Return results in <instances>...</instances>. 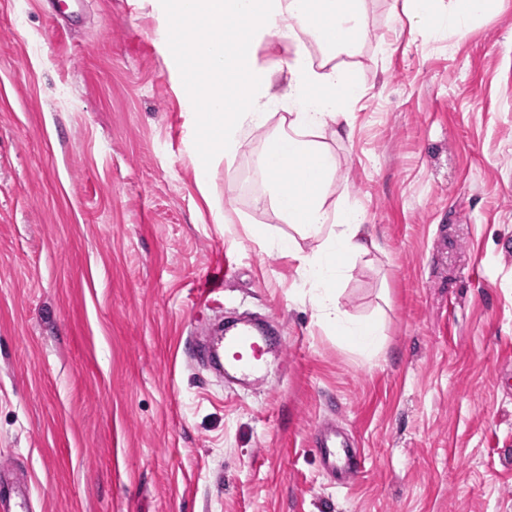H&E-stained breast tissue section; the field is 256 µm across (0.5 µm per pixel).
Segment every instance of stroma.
I'll list each match as a JSON object with an SVG mask.
<instances>
[{
	"label": "stroma",
	"instance_id": "35a3bbf8",
	"mask_svg": "<svg viewBox=\"0 0 512 512\" xmlns=\"http://www.w3.org/2000/svg\"><path fill=\"white\" fill-rule=\"evenodd\" d=\"M407 10L365 0V40L336 56L364 95L326 203L381 244L340 288L380 325L368 358L242 230L280 225L253 206L262 135L199 170L150 0H86L76 27L0 0V462L30 512H512V0L462 40ZM227 312L279 329L246 388L186 354ZM323 420L366 455L348 486L313 446Z\"/></svg>",
	"mask_w": 512,
	"mask_h": 512
}]
</instances>
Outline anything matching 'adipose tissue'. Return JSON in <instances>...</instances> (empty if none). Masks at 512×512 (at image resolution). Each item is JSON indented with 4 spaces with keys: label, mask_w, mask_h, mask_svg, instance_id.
<instances>
[{
    "label": "adipose tissue",
    "mask_w": 512,
    "mask_h": 512,
    "mask_svg": "<svg viewBox=\"0 0 512 512\" xmlns=\"http://www.w3.org/2000/svg\"><path fill=\"white\" fill-rule=\"evenodd\" d=\"M410 19L421 27H448L466 36L470 22L491 0H410ZM362 0H167L163 20L205 31L188 51L190 89L200 97L199 129L212 147L199 159L203 169L232 168L252 133L266 136L258 166L264 187L253 204L273 206L281 223L295 234L283 236L263 225L245 230L259 249H278L297 264L304 292L319 320L360 350L380 346L377 323L351 319L339 300L340 285L358 259L379 245L363 212L336 211L326 196L336 178V158L319 140L325 129L336 138L353 135L350 103L362 96L334 59L362 41ZM279 39L288 45L287 61L258 64L252 49ZM283 108L278 127L267 131L270 110ZM313 244L306 251L296 239Z\"/></svg>",
    "instance_id": "ef3b65f1"
}]
</instances>
